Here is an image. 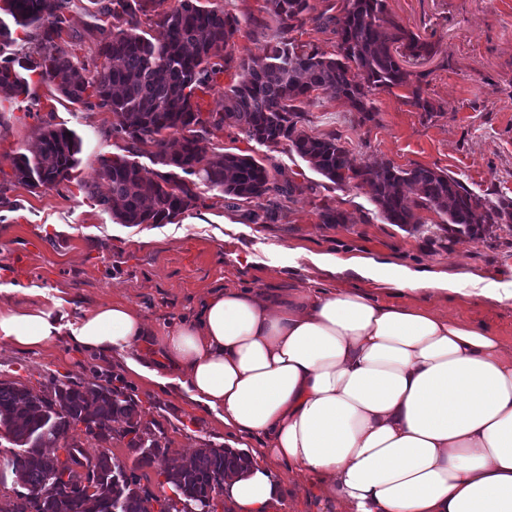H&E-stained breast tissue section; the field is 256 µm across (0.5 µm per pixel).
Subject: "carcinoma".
<instances>
[{
  "label": "carcinoma",
  "instance_id": "obj_1",
  "mask_svg": "<svg viewBox=\"0 0 512 512\" xmlns=\"http://www.w3.org/2000/svg\"><path fill=\"white\" fill-rule=\"evenodd\" d=\"M265 16H242L200 0H89L106 24L75 26L73 13L89 12L75 0H3L0 11L24 29L19 38L0 21V100L29 96L28 76L36 74L74 104L110 112L112 134L137 146L154 148L165 171L150 178L125 155L96 158L98 182L85 185L89 196L118 224H168L198 206L196 189H219L230 200L255 203L256 222L273 220L268 203L290 199L313 185L279 182L251 154L208 149L211 137L234 127L260 145L285 143L323 177L340 186L370 187V199L389 224H425L418 210L437 214L451 232L478 238L493 224L512 223V198L486 201L457 178L424 166L400 168L390 161L354 164L340 136H310L298 128L314 93H326L361 115L375 119L369 95L377 90L411 88L408 102L427 118L438 114L424 96L423 78L403 61L435 55L434 46L403 27L387 0H341L316 18L330 31L337 51L327 53L298 42L308 0H265ZM340 10L334 15L332 11ZM246 24L270 30L260 58L235 59L227 45ZM94 45L84 61L74 47ZM239 69L238 81L224 89V110L202 118L196 92L211 91L224 71ZM38 149L12 158V184L31 190L70 181L81 152L78 138L49 119L35 128ZM179 136V148L170 137ZM109 193L98 195V184ZM416 191L410 202L404 187ZM320 223L342 224L344 216L325 203ZM115 418L126 428L112 429ZM101 441L127 440L132 472L107 452L88 457L69 438L71 427ZM12 445L9 465L23 490L0 494V512H194L203 498L216 499L225 478L244 471L250 459L208 443L179 466L165 471L175 496L159 498L140 487L135 471L149 468L166 453L161 437L142 423L134 398L122 388L79 385L54 379L34 393L20 382L0 379V440Z\"/></svg>",
  "mask_w": 512,
  "mask_h": 512
}]
</instances>
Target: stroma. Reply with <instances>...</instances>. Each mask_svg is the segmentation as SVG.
<instances>
[{
  "label": "stroma",
  "instance_id": "1",
  "mask_svg": "<svg viewBox=\"0 0 512 512\" xmlns=\"http://www.w3.org/2000/svg\"><path fill=\"white\" fill-rule=\"evenodd\" d=\"M396 19L435 45L434 57L413 65L426 73L429 99L441 113L426 118L408 103V88L374 92V121L341 101L320 95L301 126L308 134H341L355 163L382 160L410 168L440 169L480 197H512V0H388ZM72 130L81 142L72 182L53 189L16 185L0 196V305L49 294L67 303L70 317L99 304L122 301L149 328L185 317L212 290L224 287L313 288L329 274L312 270L299 254L333 251L374 256L390 270L421 266L456 277L512 281V223L496 224L472 238L441 230L426 211L424 226L403 230L387 223L368 187L338 186L284 146L249 141L225 128L210 141L216 152L255 155L279 181L315 185L294 196L276 220L253 223L249 204L232 206L217 189H203L197 208L151 233L115 227L112 216L87 195L96 180V157L124 147L113 137V116L74 104L47 84L30 96L0 104V177L11 178V158L31 153L39 117ZM329 203L344 223L324 224L318 208ZM234 223L226 231L225 223ZM426 304L438 315L492 330L512 350V301L497 303L432 293ZM0 378L42 390L52 379L124 387L139 403L143 420L169 449L147 468L145 487L162 494L163 472L209 443L224 445V428L170 389H148L124 370L121 356L80 350L63 340L25 351L0 340Z\"/></svg>",
  "mask_w": 512,
  "mask_h": 512
}]
</instances>
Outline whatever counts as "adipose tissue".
I'll use <instances>...</instances> for the list:
<instances>
[{"mask_svg":"<svg viewBox=\"0 0 512 512\" xmlns=\"http://www.w3.org/2000/svg\"><path fill=\"white\" fill-rule=\"evenodd\" d=\"M306 259L365 285L224 288L157 334L122 302L75 324L60 299L13 304L0 308V339L37 351L66 337L124 356L132 377L215 413L230 448L252 451L224 482L231 512H278L282 462L339 512H512V352L423 301L458 283L372 257ZM463 292L512 301L482 278Z\"/></svg>","mask_w":512,"mask_h":512,"instance_id":"obj_1","label":"adipose tissue"}]
</instances>
